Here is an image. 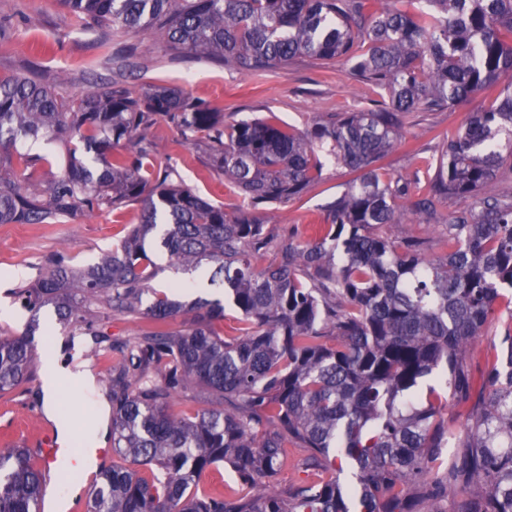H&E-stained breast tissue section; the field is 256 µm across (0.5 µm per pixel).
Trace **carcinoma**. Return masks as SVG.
<instances>
[{"label":"carcinoma","instance_id":"carcinoma-1","mask_svg":"<svg viewBox=\"0 0 512 512\" xmlns=\"http://www.w3.org/2000/svg\"><path fill=\"white\" fill-rule=\"evenodd\" d=\"M59 2L96 26L151 29L169 50L251 75L340 58L377 95L299 130L256 119L227 127L177 88L108 86L69 105L28 76L0 80V224L140 204L138 223L98 262L56 253L14 291L30 313L52 304L70 335L93 337L89 355H118L98 379L112 403L115 460L97 472L87 512H447L455 494L460 512H512V335L493 344L482 383L467 361L512 292V201L484 192L512 179V82L500 83L512 71V0ZM498 83L431 163L426 192L382 172L407 114L458 106ZM158 119L188 145L207 137L241 192L237 213L145 167V132ZM64 136L79 146L60 175L18 179L13 157L31 168L48 161L16 153L18 143ZM117 146L128 152L107 159ZM322 155L353 174L347 189L308 240L272 236L266 209L306 193ZM450 196L469 206L445 224L448 252L389 234L432 223ZM272 245L278 261L256 266ZM154 247L188 274L210 268V285L238 314L237 335L212 331L221 300L185 304L180 282L143 305ZM112 313L153 328L105 346L94 326ZM182 314L190 325L169 329ZM29 335L0 338L1 394L32 377ZM188 390L207 408L171 414ZM290 444L308 451L311 476L284 495L259 487ZM34 458L24 446L0 451V512H40ZM221 464L234 479L217 493L199 476Z\"/></svg>","mask_w":512,"mask_h":512}]
</instances>
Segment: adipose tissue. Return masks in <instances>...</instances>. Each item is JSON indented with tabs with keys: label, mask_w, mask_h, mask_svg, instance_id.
<instances>
[{
	"label": "adipose tissue",
	"mask_w": 512,
	"mask_h": 512,
	"mask_svg": "<svg viewBox=\"0 0 512 512\" xmlns=\"http://www.w3.org/2000/svg\"><path fill=\"white\" fill-rule=\"evenodd\" d=\"M70 385L81 393H89L95 387L94 374L85 367H69L58 358H50L44 367L42 400L46 416L53 421L63 440H71L74 435L72 423L60 412L59 392L63 385Z\"/></svg>",
	"instance_id": "adipose-tissue-1"
}]
</instances>
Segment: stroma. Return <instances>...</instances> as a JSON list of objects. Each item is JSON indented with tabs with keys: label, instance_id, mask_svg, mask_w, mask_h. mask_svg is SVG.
I'll use <instances>...</instances> for the list:
<instances>
[{
	"label": "stroma",
	"instance_id": "35a3bbf8",
	"mask_svg": "<svg viewBox=\"0 0 512 512\" xmlns=\"http://www.w3.org/2000/svg\"><path fill=\"white\" fill-rule=\"evenodd\" d=\"M35 73L65 99L112 83L142 92L156 87L183 89L192 99L224 117L288 123L303 129L330 114L365 108L372 89L348 75V65L336 59L317 63L298 61L275 73L257 77L225 67L223 62L167 52L157 33L87 25L58 0H0V78ZM495 97L487 91L472 101L435 112H414L404 117V132L414 152L400 148L385 159L396 175L417 176L416 189L426 192L427 163L443 149V134L454 131L469 112ZM154 146L152 161L172 167L171 180L234 212L239 191L225 183L210 158L206 139L184 146L177 130L160 120L146 132ZM349 179L344 169L325 165L321 180L300 198L274 206L268 229L273 236L289 234L306 240L309 229L325 216V205L339 196ZM140 206L128 202L116 210L79 216L63 224H0V335L23 332L30 313L16 302L13 291L31 282L40 264L57 251L86 264L111 250L124 227L137 223ZM51 338L36 334L37 350L51 348L69 364L92 372L106 369V361L85 357L88 339L70 337L56 322L53 306L38 314ZM43 362H36L33 377L18 391L0 394V449L39 440L47 425L40 406Z\"/></svg>",
	"mask_w": 512,
	"mask_h": 512
}]
</instances>
